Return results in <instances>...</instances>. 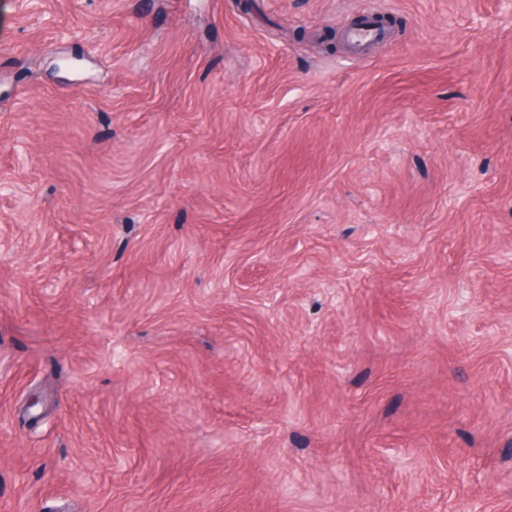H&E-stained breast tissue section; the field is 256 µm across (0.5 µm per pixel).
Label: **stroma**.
<instances>
[{
	"mask_svg": "<svg viewBox=\"0 0 512 512\" xmlns=\"http://www.w3.org/2000/svg\"><path fill=\"white\" fill-rule=\"evenodd\" d=\"M3 240L0 512H512V0H0Z\"/></svg>",
	"mask_w": 512,
	"mask_h": 512,
	"instance_id": "35a3bbf8",
	"label": "stroma"
}]
</instances>
